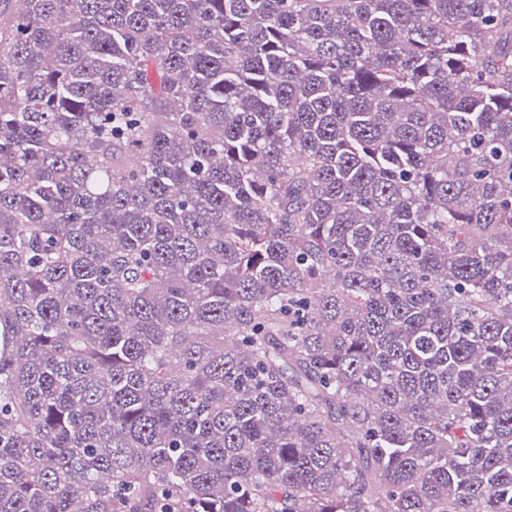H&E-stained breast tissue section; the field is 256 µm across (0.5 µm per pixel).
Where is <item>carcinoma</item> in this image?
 <instances>
[{"mask_svg": "<svg viewBox=\"0 0 512 512\" xmlns=\"http://www.w3.org/2000/svg\"><path fill=\"white\" fill-rule=\"evenodd\" d=\"M0 512H512V0H0Z\"/></svg>", "mask_w": 512, "mask_h": 512, "instance_id": "obj_1", "label": "carcinoma"}]
</instances>
